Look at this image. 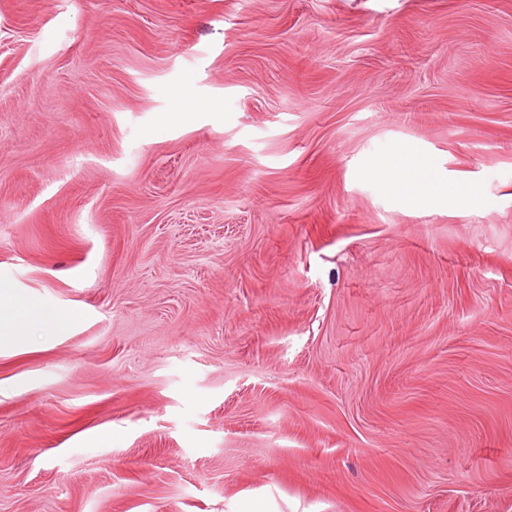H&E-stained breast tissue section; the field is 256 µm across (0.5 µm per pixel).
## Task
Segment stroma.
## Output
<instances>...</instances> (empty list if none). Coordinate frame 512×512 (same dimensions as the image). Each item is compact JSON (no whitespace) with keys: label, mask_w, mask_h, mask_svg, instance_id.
Segmentation results:
<instances>
[{"label":"stroma","mask_w":512,"mask_h":512,"mask_svg":"<svg viewBox=\"0 0 512 512\" xmlns=\"http://www.w3.org/2000/svg\"><path fill=\"white\" fill-rule=\"evenodd\" d=\"M0 281V512H512V0H0ZM396 171L402 174L398 179L392 177ZM365 175L381 183L389 194L405 203L459 207L481 202L475 185L442 182L432 167L413 153H392L377 159L365 171ZM11 289L0 283V343L25 336L34 324H41L49 334L60 335L78 321L79 313L72 307L36 303Z\"/></svg>","instance_id":"stroma-1"}]
</instances>
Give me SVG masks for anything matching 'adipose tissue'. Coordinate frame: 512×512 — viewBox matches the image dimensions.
Wrapping results in <instances>:
<instances>
[{"label":"adipose tissue","instance_id":"1","mask_svg":"<svg viewBox=\"0 0 512 512\" xmlns=\"http://www.w3.org/2000/svg\"><path fill=\"white\" fill-rule=\"evenodd\" d=\"M366 175L406 203L457 207L481 201L475 185L441 181L430 165L411 153H393L377 159ZM78 318L74 308L33 302L0 283V343L26 334L34 324L60 335L71 330Z\"/></svg>","mask_w":512,"mask_h":512}]
</instances>
